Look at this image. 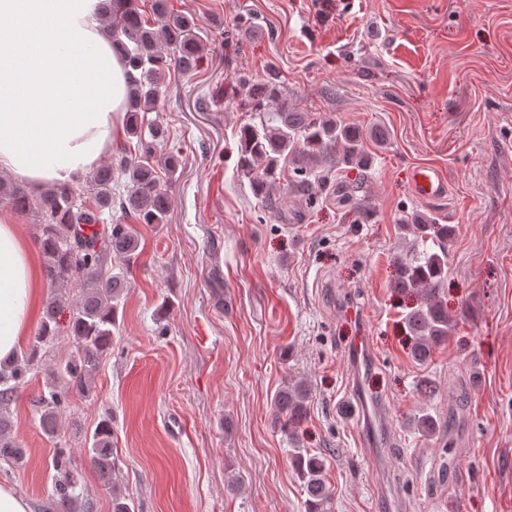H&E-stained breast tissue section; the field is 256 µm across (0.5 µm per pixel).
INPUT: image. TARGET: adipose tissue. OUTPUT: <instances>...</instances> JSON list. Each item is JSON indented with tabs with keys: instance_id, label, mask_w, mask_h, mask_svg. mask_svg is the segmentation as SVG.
<instances>
[{
	"instance_id": "adipose-tissue-1",
	"label": "adipose tissue",
	"mask_w": 512,
	"mask_h": 512,
	"mask_svg": "<svg viewBox=\"0 0 512 512\" xmlns=\"http://www.w3.org/2000/svg\"><path fill=\"white\" fill-rule=\"evenodd\" d=\"M101 0H0V171L34 189L74 184L123 125L124 65ZM43 286L33 245L0 219V363L35 322Z\"/></svg>"
}]
</instances>
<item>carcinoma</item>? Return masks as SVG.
<instances>
[{
    "instance_id": "obj_1",
    "label": "carcinoma",
    "mask_w": 512,
    "mask_h": 512,
    "mask_svg": "<svg viewBox=\"0 0 512 512\" xmlns=\"http://www.w3.org/2000/svg\"><path fill=\"white\" fill-rule=\"evenodd\" d=\"M152 9L156 26L144 20L138 0H104L101 17L126 68L124 122L128 137L137 140L135 151L95 169L81 192L69 185H54L33 197L0 176V200L8 201L20 213L37 217L43 226L40 245L46 278L55 287L69 286L75 280L80 287L68 322L73 352L60 368L57 381L39 400L42 428L51 436L57 431V409L69 392L87 389L100 357L112 349V338L120 329L119 306L126 280L121 273L102 271L103 256L110 253L112 258L128 263L140 247L128 224H112L102 234L86 229L104 223L105 212L112 211L116 203L141 224L165 223L171 206L170 185L181 166L178 157L157 153L167 130L159 121L144 124V117L157 111L169 62L184 73L197 67L204 45L203 28L196 18L171 12L168 0H152ZM224 97L249 114L237 131V177L248 182L252 195L275 216L278 199L290 194L306 208L314 203L317 193L333 186L337 200L353 198L355 188L333 184L332 173L348 166L367 168L366 141H386L383 132L346 126L331 112L313 114L288 105L280 78L272 70L260 78L237 73L224 85ZM116 169L127 178L125 193L117 197L112 195ZM398 228L409 248L395 258L391 288L417 297L403 320L414 338L411 356L425 364L436 347L448 342L457 326L442 299L453 227L413 209L402 211ZM61 302L57 294L51 298L32 344L17 355L8 372H0V460L16 466L24 462L25 450L11 434L10 407L19 384L38 363L42 345L58 333ZM309 394L304 382L295 381L279 388L272 398L275 420L290 440L296 438L307 418ZM410 425L426 438L439 428L427 412L410 419ZM85 453L104 484L112 487V512H135L134 500L114 481L117 462L111 418L103 419L94 429ZM291 465L305 486V512H329L331 495L324 480L323 458L295 448ZM52 467L54 507L60 512H93V501L77 492L78 478L70 469L67 449H56Z\"/></svg>"
}]
</instances>
